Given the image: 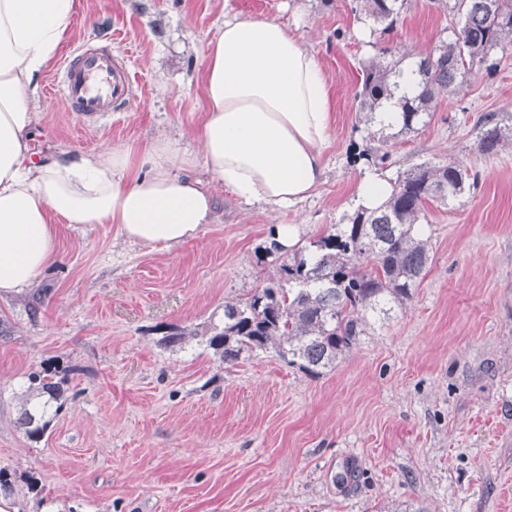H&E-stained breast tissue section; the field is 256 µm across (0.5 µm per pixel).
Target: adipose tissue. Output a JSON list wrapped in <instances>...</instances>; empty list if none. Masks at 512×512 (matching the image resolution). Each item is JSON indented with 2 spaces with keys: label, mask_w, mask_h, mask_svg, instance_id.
Listing matches in <instances>:
<instances>
[{
  "label": "adipose tissue",
  "mask_w": 512,
  "mask_h": 512,
  "mask_svg": "<svg viewBox=\"0 0 512 512\" xmlns=\"http://www.w3.org/2000/svg\"><path fill=\"white\" fill-rule=\"evenodd\" d=\"M74 10L75 0H0V293L28 288L53 261L58 219L116 224L147 246L195 237L216 206L190 175L197 165L270 212L320 183L332 136L326 79L316 53L266 18L224 20L207 41L198 152L161 135L136 156L112 146L34 156L37 81Z\"/></svg>",
  "instance_id": "adipose-tissue-1"
}]
</instances>
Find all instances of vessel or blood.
<instances>
[{
  "instance_id": "b4317fda",
  "label": "vessel or blood",
  "mask_w": 512,
  "mask_h": 512,
  "mask_svg": "<svg viewBox=\"0 0 512 512\" xmlns=\"http://www.w3.org/2000/svg\"><path fill=\"white\" fill-rule=\"evenodd\" d=\"M63 102L82 115H102L118 109L130 96L124 69L111 50L87 47L68 60L61 70Z\"/></svg>"
}]
</instances>
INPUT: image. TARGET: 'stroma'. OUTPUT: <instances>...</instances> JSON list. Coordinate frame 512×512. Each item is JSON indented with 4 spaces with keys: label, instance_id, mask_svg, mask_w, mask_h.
<instances>
[{
    "label": "stroma",
    "instance_id": "obj_1",
    "mask_svg": "<svg viewBox=\"0 0 512 512\" xmlns=\"http://www.w3.org/2000/svg\"><path fill=\"white\" fill-rule=\"evenodd\" d=\"M357 0H76L38 80L35 154L142 148L204 121V46L224 18L287 23L321 61L332 142L323 181L280 213L216 187V219L175 247L126 240L115 224L58 227V256L27 291L0 297V512H512V49L441 94L430 123L399 137L385 165L354 94L363 62L427 52L446 37L438 0H409L375 39ZM110 47L131 96L86 118L62 103L61 60L86 41ZM497 113V153L478 150ZM458 162L477 183L429 205L433 246L405 307L371 321L334 368L312 378L274 351L231 364L165 331L222 320L225 302L274 276L282 224L307 245L345 223L368 177ZM57 368L66 403L45 434L20 417L26 377ZM353 468L355 479L337 478Z\"/></svg>",
    "mask_w": 512,
    "mask_h": 512
}]
</instances>
